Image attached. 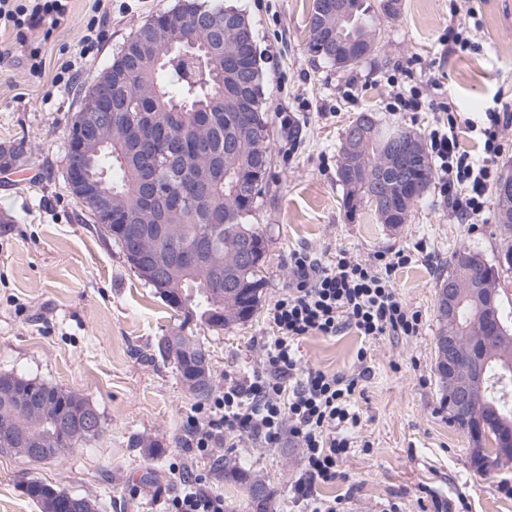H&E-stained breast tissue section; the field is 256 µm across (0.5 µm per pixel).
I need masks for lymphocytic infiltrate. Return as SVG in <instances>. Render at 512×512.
Masks as SVG:
<instances>
[{
  "mask_svg": "<svg viewBox=\"0 0 512 512\" xmlns=\"http://www.w3.org/2000/svg\"><path fill=\"white\" fill-rule=\"evenodd\" d=\"M70 0H0V23L11 26L18 40L42 28L51 35L67 16ZM477 0H451L455 23L444 43L449 53L475 54L470 22L478 16ZM458 119L448 115L430 132L428 152L439 192L457 218L475 222L488 206L498 172L495 161L512 142V113L487 109L477 127L481 157L461 150ZM405 252H380L358 260L337 255L321 264L310 252L291 257L293 278L286 291L268 308L271 333L263 337L257 370L245 380L225 385L207 417L192 422L189 444L199 449L235 448L254 440L274 448L290 434L304 448L301 476L293 486L304 512H338L336 502L318 498L315 489L335 482L338 466L353 444L359 423L354 394L367 367L339 377L305 368L298 343L306 336H333L354 329L366 339L415 336L421 328L418 312L399 299L391 286L393 272L409 262Z\"/></svg>",
  "mask_w": 512,
  "mask_h": 512,
  "instance_id": "lymphocytic-infiltrate-1",
  "label": "lymphocytic infiltrate"
}]
</instances>
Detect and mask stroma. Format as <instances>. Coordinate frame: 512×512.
I'll list each match as a JSON object with an SVG mask.
<instances>
[{"label": "stroma", "mask_w": 512, "mask_h": 512, "mask_svg": "<svg viewBox=\"0 0 512 512\" xmlns=\"http://www.w3.org/2000/svg\"><path fill=\"white\" fill-rule=\"evenodd\" d=\"M176 2L112 0L105 41L81 57L66 87L53 79L80 56L94 0H70L67 17L46 40L21 44L12 28H0V149L22 146L14 167L31 172L25 179L0 172V372L86 397L106 421L91 447L50 461L0 454V512H40L24 490L32 479L96 498L101 512H168L186 475L199 476L228 512H248L245 488L214 467L221 457L266 481L273 512H299L291 486L303 449L287 433L275 448L252 441L205 453L187 447L189 419L202 404L156 344L175 334L197 337L219 392L225 376L250 374L257 343L270 332L267 308L293 276L292 253L304 249L324 263L341 252L364 260L405 251L412 260L392 286L422 317L416 336L367 340L346 329L300 341L306 367L348 376L363 349L370 368L355 392L358 446L341 461L336 482L318 487V497L337 500L340 512H512V463L490 476L475 471L467 437L441 408L434 371L438 285L461 248L498 267L496 204L478 223L461 224L432 185L406 223L389 226L364 209L346 215L336 178L340 142L358 113L376 112L425 138L430 101L454 104L467 117L495 105L512 109V0H481L476 37L483 50L464 57L446 54L441 44L451 21L448 0H400L398 15L381 22L375 54L346 70L307 51L312 0H233L246 11L261 56L270 191L253 217L267 238L258 309L219 332L185 321L138 279L101 225L82 213L66 179L69 127L83 95L128 37ZM34 50L45 63L36 72ZM396 90L420 97L422 108L391 111ZM147 439L162 450L150 465L139 446Z\"/></svg>", "instance_id": "35a3bbf8"}]
</instances>
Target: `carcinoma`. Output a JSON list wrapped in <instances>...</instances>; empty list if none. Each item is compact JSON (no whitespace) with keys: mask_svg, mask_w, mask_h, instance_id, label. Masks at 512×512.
I'll return each mask as SVG.
<instances>
[{"mask_svg":"<svg viewBox=\"0 0 512 512\" xmlns=\"http://www.w3.org/2000/svg\"><path fill=\"white\" fill-rule=\"evenodd\" d=\"M385 0H348L349 11L336 19V0H313L308 19L307 51L338 69L358 65L374 54L381 20L390 16ZM197 45L192 56L160 53L179 46L188 36ZM246 49L237 75H224V88L210 77L224 66V55L236 46ZM112 100L116 109L110 140L93 161V172L106 176L112 192L122 198L125 211L143 215L141 224L154 220L145 207L141 184L144 155L128 139L129 129L140 118L151 121L149 136L157 142L178 145L157 161L159 177L177 191L191 176L210 186L209 202L201 209L171 207L166 214L172 244L204 246L209 255L224 260L233 286L216 281L208 269L190 270L172 263L164 280L151 284L168 306L219 331L255 313L259 301L256 272L266 254L262 229L250 223L266 190L270 165V136L262 97L261 56L256 35L243 9L224 0H178L167 12L144 23L112 56ZM352 123L362 129L355 151L340 147L337 180L344 192V207L351 215L365 207L379 224H404L428 188L433 170L422 137L411 130L385 122L374 112L359 113ZM412 143L417 154L400 175L390 167L397 140ZM498 223L512 234V194L496 195ZM250 243L251 253L242 257L238 246ZM454 272L465 270L467 288H489L488 269L478 253L459 249L451 257ZM158 354L170 361L180 377L190 374L209 351L196 338L164 336ZM505 365L491 362L486 384L489 408L484 418L498 431L500 417L512 418V376L503 378ZM96 415L95 429L82 432V420ZM105 431V420L88 399L58 386L12 372H0V449L23 454L25 448H60L66 453L90 446ZM224 481L245 487L249 512H271L272 494L262 498L253 488L266 486L249 468L218 459ZM27 495L41 512H51L54 501L69 498L80 512H99L96 499L73 496L38 479L26 485Z\"/></svg>","mask_w":512,"mask_h":512,"instance_id":"carcinoma-1","label":"carcinoma"}]
</instances>
